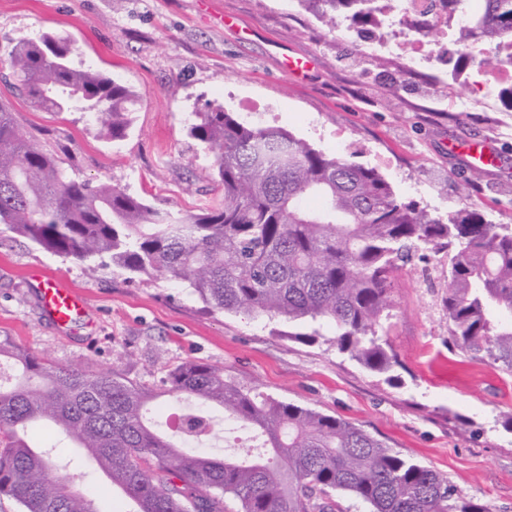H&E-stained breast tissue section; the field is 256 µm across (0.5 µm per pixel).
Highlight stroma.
<instances>
[{"instance_id": "35a3bbf8", "label": "stroma", "mask_w": 512, "mask_h": 512, "mask_svg": "<svg viewBox=\"0 0 512 512\" xmlns=\"http://www.w3.org/2000/svg\"><path fill=\"white\" fill-rule=\"evenodd\" d=\"M43 32L70 34L79 59L136 91L124 139H102L84 114L43 112L9 91L11 47ZM397 32L336 25L301 0H0V102L73 177L161 211L196 213L223 200L212 155L188 132L192 112L220 103L241 121L375 168L400 202L444 220L468 209L512 227V106L489 92L496 70L433 35L421 66L366 51ZM301 56L313 61L308 74L284 77L285 61ZM461 97L472 111H458ZM452 143L490 144L498 160L477 168ZM37 271L83 292L81 327L47 320L30 280ZM447 289V253L397 271L384 327L398 364L378 374L336 348L333 325L317 341L292 339L287 323L208 311L159 275L87 271L0 224V340L148 385L183 361L209 363L242 389L350 421L446 474L458 495L512 512V376L449 339ZM43 446L57 475L126 512L66 441L47 435Z\"/></svg>"}]
</instances>
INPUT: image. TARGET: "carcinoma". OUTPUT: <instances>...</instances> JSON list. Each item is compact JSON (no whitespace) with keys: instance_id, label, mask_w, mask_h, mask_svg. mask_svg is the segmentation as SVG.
<instances>
[{"instance_id":"1","label":"carcinoma","mask_w":512,"mask_h":512,"mask_svg":"<svg viewBox=\"0 0 512 512\" xmlns=\"http://www.w3.org/2000/svg\"><path fill=\"white\" fill-rule=\"evenodd\" d=\"M351 25L390 20L394 0H305ZM456 37L492 49L512 41V0H436ZM74 40L45 32L8 54L12 89L44 112L77 109L123 139L137 96L91 66ZM189 134L214 157L224 200L199 215L151 208L110 184L73 178L31 142L0 103V224L43 250L90 265L103 257L133 275L156 272L206 307L290 324L324 321L334 342L371 371L397 364L382 335L395 272L422 250L448 249V336L472 358L512 375V228L461 211L443 222L398 202L373 167L352 165L274 126L238 121L217 104L194 112ZM21 377L0 380V495L24 512H102L79 481L61 478L25 436L50 422L134 512H337L336 495L369 512H488L455 494L448 476L402 457L355 424L252 394L207 363L185 361L149 387L112 369L58 365L0 341ZM188 404L182 428L155 429L150 403ZM261 439L251 454L187 451L213 429V410Z\"/></svg>"}]
</instances>
